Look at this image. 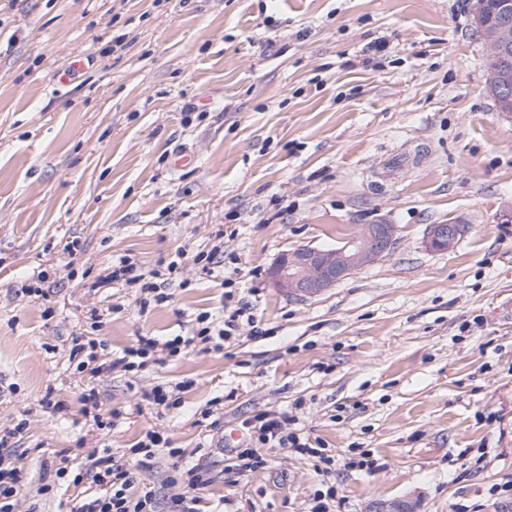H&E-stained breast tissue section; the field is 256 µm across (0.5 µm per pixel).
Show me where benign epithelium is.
Segmentation results:
<instances>
[{
	"instance_id": "benign-epithelium-1",
	"label": "benign epithelium",
	"mask_w": 512,
	"mask_h": 512,
	"mask_svg": "<svg viewBox=\"0 0 512 512\" xmlns=\"http://www.w3.org/2000/svg\"><path fill=\"white\" fill-rule=\"evenodd\" d=\"M502 17L494 24L484 21L480 12L473 14V26L494 65L487 72V87L497 111L512 119V0H501ZM467 228L463 219L450 218L431 224L426 246L435 251L456 246ZM396 226L386 222L365 224L353 238L334 248L299 246L279 255L269 268L273 287L289 298L304 301L319 296L357 271L392 252L396 244ZM370 512H414L405 500L381 501Z\"/></svg>"
}]
</instances>
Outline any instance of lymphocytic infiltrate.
Segmentation results:
<instances>
[{
  "label": "lymphocytic infiltrate",
  "mask_w": 512,
  "mask_h": 512,
  "mask_svg": "<svg viewBox=\"0 0 512 512\" xmlns=\"http://www.w3.org/2000/svg\"><path fill=\"white\" fill-rule=\"evenodd\" d=\"M106 279L138 288L142 295L140 305L144 308L150 302L162 303L169 299L168 294L161 290L151 276L126 256L113 261L112 271ZM234 298V292H225L224 300L230 308L224 317H199V326L190 335L177 336L163 343L154 337L142 336L136 345L125 349L122 357L116 359L102 357L101 352L106 348L104 341L90 338L75 343L70 357L75 360L77 371L87 370L97 376L118 367L127 371L143 368L161 349L166 350L169 356L176 357L188 349L210 344L216 339L224 342L236 339L242 326L254 324L255 317L245 305L235 303ZM294 422V417L285 412H263L243 420L242 427L249 437L250 445L237 453L231 464L232 470L244 473L265 468L269 463V451L276 449L289 448L303 456L323 458V447L300 437L293 428ZM18 434L15 428L0 431V512H19L22 476L4 454L5 449L13 447ZM169 445L168 437L150 429L131 449L134 459L132 466L117 465L111 457L102 456L93 461L86 473L71 476L66 468L61 467L57 474L61 477L71 476L73 484L78 485L88 480L96 487L97 496L80 505L76 512H158L155 491L148 488L136 495L132 493L131 487L137 475L149 471L160 451ZM210 481L208 468L201 464L178 469L167 481L172 490L169 512H199L200 499L195 492L206 487Z\"/></svg>",
  "instance_id": "1"
}]
</instances>
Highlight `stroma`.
Segmentation results:
<instances>
[{"instance_id": "stroma-1", "label": "stroma", "mask_w": 512, "mask_h": 512, "mask_svg": "<svg viewBox=\"0 0 512 512\" xmlns=\"http://www.w3.org/2000/svg\"><path fill=\"white\" fill-rule=\"evenodd\" d=\"M472 6L0 0V429L26 424L11 456L23 512H75L84 489L57 467L130 463L149 429L180 450L141 476L163 499L210 445L201 512H308L330 486L333 512L393 498L512 512V120L487 90ZM79 58L92 67L59 88ZM184 150L195 164L174 167ZM454 217L457 246L427 249L428 226ZM379 219L397 227L390 255L305 301L269 285L280 254ZM219 232L225 261L203 271ZM178 251L160 305L102 281L115 257L150 271ZM228 279L261 335L135 374L70 362L77 337L118 357L189 335L222 315ZM158 384L178 407L144 400ZM91 387L119 413L100 430L82 413ZM264 411L294 415L330 472L285 450L229 470L242 420Z\"/></svg>"}]
</instances>
